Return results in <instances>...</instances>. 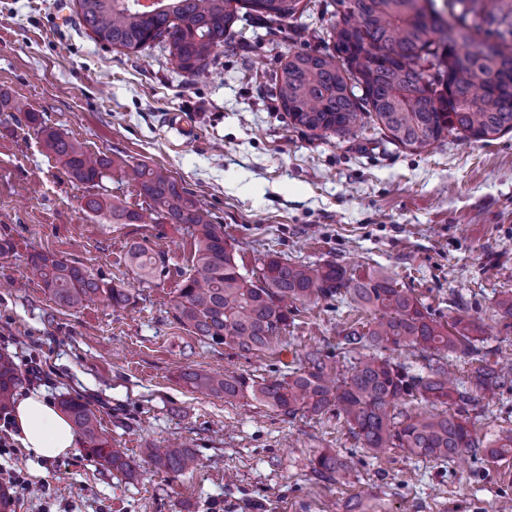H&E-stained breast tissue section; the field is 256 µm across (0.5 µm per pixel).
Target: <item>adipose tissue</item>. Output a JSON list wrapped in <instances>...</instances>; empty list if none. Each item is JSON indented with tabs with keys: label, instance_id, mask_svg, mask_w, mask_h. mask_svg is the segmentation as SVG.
<instances>
[{
	"label": "adipose tissue",
	"instance_id": "obj_1",
	"mask_svg": "<svg viewBox=\"0 0 512 512\" xmlns=\"http://www.w3.org/2000/svg\"><path fill=\"white\" fill-rule=\"evenodd\" d=\"M14 438L34 458L54 459L67 455L76 444L68 418L42 392L20 396L13 410Z\"/></svg>",
	"mask_w": 512,
	"mask_h": 512
}]
</instances>
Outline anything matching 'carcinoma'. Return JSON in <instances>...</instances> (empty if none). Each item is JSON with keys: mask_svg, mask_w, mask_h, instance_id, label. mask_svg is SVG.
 <instances>
[{"mask_svg": "<svg viewBox=\"0 0 512 512\" xmlns=\"http://www.w3.org/2000/svg\"><path fill=\"white\" fill-rule=\"evenodd\" d=\"M311 0H78L79 15L96 40L139 51L155 40L189 81L203 76L236 37L239 12L280 32L310 9ZM328 40L321 49L286 56L274 76L280 108L311 131L352 132L369 117L394 143L421 149L443 134L492 141L512 132V0H329ZM45 147L76 183L97 186L109 161L82 143L39 126ZM127 182L166 224H183L194 239L192 273L172 300L175 320L201 341L243 353L264 351L291 323L289 306L348 297L371 314L340 330L342 348L357 353L350 365L333 366L320 348L307 350L304 366L281 380L248 383L230 373L187 370L182 379L197 391L226 399L244 393L288 416L331 408L349 434L377 456L401 448L419 457L451 461L464 452L492 460L512 457V429L483 442L469 428L470 412L512 387V361L471 359L467 381L453 385L445 352L475 354L477 327L435 318L413 291L384 272L348 273L334 263H295L267 254L259 270L240 272L224 227L193 199L169 170L136 163ZM86 208L108 213L114 224H137L141 214L117 196L93 195ZM126 261L141 283L166 273L165 253L133 243ZM31 278L63 308L101 298L113 307L135 303L123 284L106 282L88 268L52 253L30 256ZM428 355L427 370L414 373L385 352ZM25 381L11 357L0 354V411ZM420 405L403 413L402 404ZM87 455L111 472L135 478L142 462L111 446L96 414L82 401H60ZM155 468L181 474L195 465L180 444L149 448ZM351 461L330 451L314 459L327 478L347 472Z\"/></svg>", "mask_w": 512, "mask_h": 512, "instance_id": "1", "label": "carcinoma"}]
</instances>
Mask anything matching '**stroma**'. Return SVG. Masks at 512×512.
<instances>
[{
    "label": "stroma",
    "mask_w": 512,
    "mask_h": 512,
    "mask_svg": "<svg viewBox=\"0 0 512 512\" xmlns=\"http://www.w3.org/2000/svg\"><path fill=\"white\" fill-rule=\"evenodd\" d=\"M298 33L239 21L244 42L220 54L209 77L186 83L160 43L133 54L95 40L77 0H0V352L25 372L23 392L51 403L80 398L97 411L113 447L178 441L194 470L143 463L129 481L104 470L76 443L35 459L0 425V473L22 466L28 493L12 512H500L512 501V459L464 455L421 459L400 448L372 456L335 411L288 417L251 397L206 395L184 369L283 378L302 349L338 364L348 303L299 305L276 351L239 355L199 341L178 324L171 301L191 263L184 227L148 218L115 224L85 207L91 187L72 182L28 113L82 141L111 165L97 191L143 200L127 166L169 169L223 225L238 264L266 253L306 263L385 271L444 321L478 327L481 351L512 357V328L497 301L512 291V133L483 143L449 136L423 149L389 142L373 123L350 134L290 125L272 76L287 54L321 48L327 23L302 17ZM163 250L168 272L150 284L125 263L132 243ZM52 252L105 280L125 283L135 306L102 300L58 307L28 275L31 254ZM473 434L512 429V390L471 414ZM331 450L348 472L321 478L313 459Z\"/></svg>",
    "instance_id": "stroma-1"
}]
</instances>
